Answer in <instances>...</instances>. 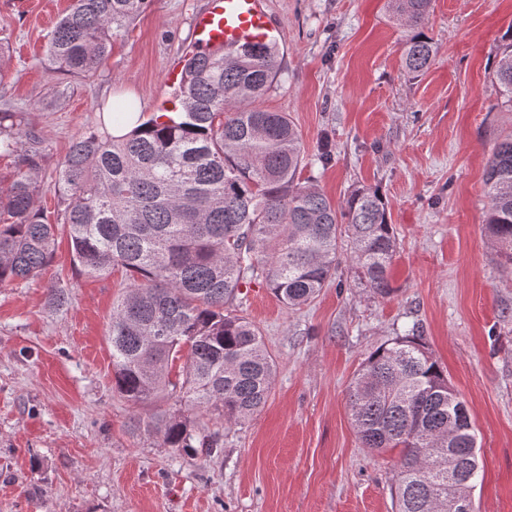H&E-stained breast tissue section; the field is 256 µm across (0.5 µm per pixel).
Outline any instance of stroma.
<instances>
[{"label": "stroma", "mask_w": 512, "mask_h": 512, "mask_svg": "<svg viewBox=\"0 0 512 512\" xmlns=\"http://www.w3.org/2000/svg\"><path fill=\"white\" fill-rule=\"evenodd\" d=\"M208 0H151L95 76L52 72L48 36L70 0H0V109L37 140L40 206L57 208L54 167L100 128L99 104L130 93L163 111L167 80ZM280 70L262 99L302 139L300 178L333 202L379 188L398 239L393 292L342 262L312 303L290 309L265 285L234 306L259 328L276 372L264 407L220 431L209 459L134 430L164 401L112 390L107 331L129 280L75 272L59 239L42 274L0 286V512H396L398 451L362 447L347 389L368 353L414 329L465 401L480 445L477 512H512V268L485 226L487 160L512 132L494 78L512 0H432L436 49L424 73L402 60L388 0H267ZM64 291L56 306L49 295Z\"/></svg>", "instance_id": "35a3bbf8"}]
</instances>
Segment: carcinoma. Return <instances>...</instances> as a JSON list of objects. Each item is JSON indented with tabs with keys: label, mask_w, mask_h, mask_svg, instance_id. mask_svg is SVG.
<instances>
[{
	"label": "carcinoma",
	"mask_w": 512,
	"mask_h": 512,
	"mask_svg": "<svg viewBox=\"0 0 512 512\" xmlns=\"http://www.w3.org/2000/svg\"><path fill=\"white\" fill-rule=\"evenodd\" d=\"M405 23L404 65L427 69L435 47L424 31L431 0H390ZM147 0H71L46 47L51 70L92 76L112 39ZM279 73L277 47L194 48L176 94L177 118L152 116L116 139L96 130L70 146L55 171L58 210L38 205V177L20 171L0 189V285L41 274L56 239L88 277L114 267L130 283L112 303V381L132 404L170 400L136 428L167 448L210 456L220 434H203L185 412L220 425L253 416L272 389L274 360L254 324L237 314L240 289L261 282L289 308L314 301L342 260L381 296L393 292L397 252L378 189L358 187L333 203L300 181L301 136L284 112L261 99ZM512 107V28L495 64ZM27 132L0 111V154H23ZM485 226L503 264L512 265V134L487 161ZM185 358L181 374L174 362ZM353 429L364 448L399 449L397 512H461L481 477L477 438L465 402L424 337L397 336L367 356L348 388Z\"/></svg>",
	"instance_id": "cac0c4a2"
}]
</instances>
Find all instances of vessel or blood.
I'll return each mask as SVG.
<instances>
[{"instance_id": "obj_1", "label": "vessel or blood", "mask_w": 512, "mask_h": 512, "mask_svg": "<svg viewBox=\"0 0 512 512\" xmlns=\"http://www.w3.org/2000/svg\"><path fill=\"white\" fill-rule=\"evenodd\" d=\"M274 25L266 0H209L193 19L194 42L203 48L232 50L273 41Z\"/></svg>"}]
</instances>
